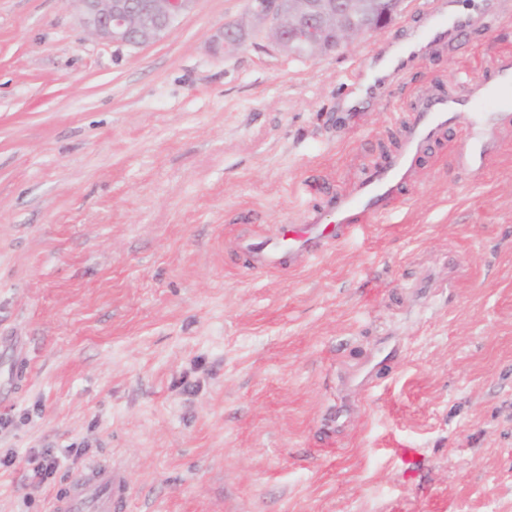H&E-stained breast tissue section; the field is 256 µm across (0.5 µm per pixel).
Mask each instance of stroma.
Returning a JSON list of instances; mask_svg holds the SVG:
<instances>
[{"label":"stroma","mask_w":512,"mask_h":512,"mask_svg":"<svg viewBox=\"0 0 512 512\" xmlns=\"http://www.w3.org/2000/svg\"><path fill=\"white\" fill-rule=\"evenodd\" d=\"M245 17L198 0L128 50L71 0H0V512L104 463L116 512H512V124L478 175L440 137L391 215L305 265L235 249L331 223L417 93L512 55V17L354 112L373 35L216 53ZM70 446L33 488L29 456Z\"/></svg>","instance_id":"1"}]
</instances>
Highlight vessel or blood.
I'll list each match as a JSON object with an SVG mask.
<instances>
[{"mask_svg":"<svg viewBox=\"0 0 512 512\" xmlns=\"http://www.w3.org/2000/svg\"><path fill=\"white\" fill-rule=\"evenodd\" d=\"M427 5L428 24L415 34L412 43L403 45L386 36L369 47L368 57L388 62L390 68L387 79L377 80L370 87L371 96H378L387 82L398 80L410 63L435 45L479 31L492 20L488 14L458 12L453 0H427ZM469 87L464 98L427 92L417 96L414 115L403 125L399 148L353 190L331 196L334 226H324L320 214L310 211L300 223L279 225L274 234L238 238L237 250L261 270H276L287 263L305 264L328 245L348 237L368 219L381 218L395 209L402 188L416 175L417 159L447 129L465 133L456 147L460 167L473 173L483 171L494 148L493 128L512 119V59L500 58L491 70L473 76ZM123 494L124 484L111 468L90 467L79 473L72 493L57 498L54 512H112Z\"/></svg>","mask_w":512,"mask_h":512,"instance_id":"vessel-or-blood-1","label":"vessel or blood"}]
</instances>
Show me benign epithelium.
Returning <instances> with one entry per match:
<instances>
[{"instance_id":"benign-epithelium-1","label":"benign epithelium","mask_w":512,"mask_h":512,"mask_svg":"<svg viewBox=\"0 0 512 512\" xmlns=\"http://www.w3.org/2000/svg\"><path fill=\"white\" fill-rule=\"evenodd\" d=\"M81 23L98 39L137 49L159 40L197 0H75ZM402 0H247L250 28L226 23L216 39L226 55L263 38L289 58L326 54L387 27Z\"/></svg>"}]
</instances>
